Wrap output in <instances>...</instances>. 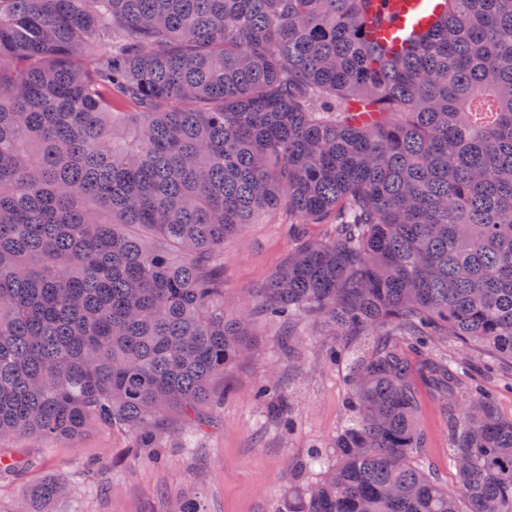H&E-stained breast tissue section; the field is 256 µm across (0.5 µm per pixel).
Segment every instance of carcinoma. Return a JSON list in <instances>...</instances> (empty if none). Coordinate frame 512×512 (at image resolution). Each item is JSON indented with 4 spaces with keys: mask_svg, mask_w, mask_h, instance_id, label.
Instances as JSON below:
<instances>
[{
    "mask_svg": "<svg viewBox=\"0 0 512 512\" xmlns=\"http://www.w3.org/2000/svg\"><path fill=\"white\" fill-rule=\"evenodd\" d=\"M385 0H0V442L139 444L250 345L224 241L295 227L254 306L336 344L452 336L512 361V0H444L391 55ZM300 224H325L310 238ZM335 463L288 512H512V418L430 358L463 498L414 465V369L352 357ZM46 479L16 512H44Z\"/></svg>",
    "mask_w": 512,
    "mask_h": 512,
    "instance_id": "obj_1",
    "label": "carcinoma"
}]
</instances>
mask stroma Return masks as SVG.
Returning <instances> with one entry per match:
<instances>
[{
	"label": "stroma",
	"mask_w": 512,
	"mask_h": 512,
	"mask_svg": "<svg viewBox=\"0 0 512 512\" xmlns=\"http://www.w3.org/2000/svg\"><path fill=\"white\" fill-rule=\"evenodd\" d=\"M289 246L287 225L266 221L225 241L224 302L230 312L266 281ZM297 331L289 338L286 324L253 316L255 349L215 384L204 425L166 416L155 448L134 447L121 431L92 430L74 443L17 440L33 466L0 478V512H13L47 478L61 487L47 512H168L170 502L186 497L201 499L207 512H286L289 499L307 495L320 480V467L307 464L311 452L321 450L326 462H333L332 443L350 395L347 367L327 359L330 339L317 321L302 320ZM438 352L473 374L489 369L485 385L496 409L512 418L511 362L487 351H461L451 341L440 344ZM271 376L276 389L258 397ZM415 387L424 446L414 462L449 492H458L448 461L454 414L439 385L419 377Z\"/></svg>",
	"instance_id": "stroma-1"
}]
</instances>
